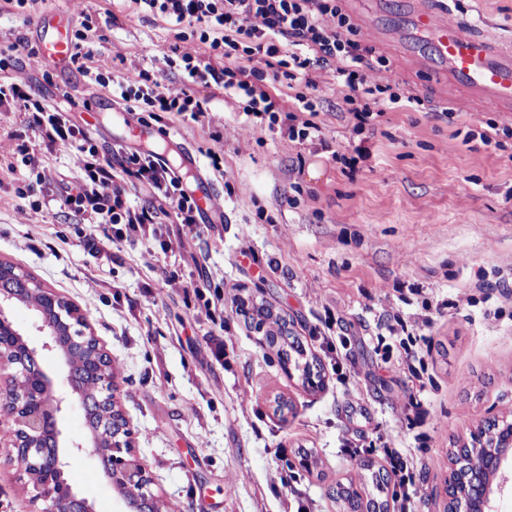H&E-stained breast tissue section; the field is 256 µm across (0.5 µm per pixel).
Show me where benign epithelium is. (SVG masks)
I'll return each mask as SVG.
<instances>
[{"instance_id": "1", "label": "benign epithelium", "mask_w": 512, "mask_h": 512, "mask_svg": "<svg viewBox=\"0 0 512 512\" xmlns=\"http://www.w3.org/2000/svg\"><path fill=\"white\" fill-rule=\"evenodd\" d=\"M36 288L38 284L31 277L0 269V354L5 348L14 351L22 363L21 372L12 376L6 388L0 387V418L15 425L11 441L13 460L26 471L42 467L35 500L50 501L54 512H93L88 499L74 491L64 478L66 441L60 418L65 408L77 404L95 428L90 430L88 444L73 442L71 447L77 452L88 448L107 462L109 476L113 483L121 485L123 498L132 512H152L146 469L123 457L130 452L129 427L119 401V386L106 373L111 356L100 346L89 352L98 340L82 331L86 321L79 309L54 293L43 291V305L34 314L35 329L43 337L39 347L30 343L26 331L11 319L9 309L25 302ZM46 351L58 356L59 372L46 368ZM83 353L90 354L92 371L103 383L102 395L94 401L82 396V374L75 372L71 364L72 356ZM487 426L497 427L508 444L493 443L481 449L464 442L452 451L453 469L445 481L444 493L448 503L463 505L466 512H497L490 476H501L502 492L512 473V422L492 418L478 428ZM103 435L110 439L105 447L101 444Z\"/></svg>"}]
</instances>
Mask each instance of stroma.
<instances>
[{
  "instance_id": "obj_1",
  "label": "stroma",
  "mask_w": 512,
  "mask_h": 512,
  "mask_svg": "<svg viewBox=\"0 0 512 512\" xmlns=\"http://www.w3.org/2000/svg\"><path fill=\"white\" fill-rule=\"evenodd\" d=\"M383 2L377 21L396 45L393 76L427 99L428 111L387 112L356 134L332 71L318 70L324 138L299 144L265 127L243 134L239 100L197 86L206 120L165 115L157 141L169 161L177 158L173 142L197 154L225 215L223 224L191 229L168 216L163 234L181 242L176 253H155L140 238L85 250L61 204L78 178L64 147L47 158L53 180L35 189L42 211L25 199L0 209V262L77 307L95 303L89 331L112 356L130 457L146 467L163 512H344L334 499L340 484L365 500L394 501L395 484L379 491L372 480L386 467L381 436L414 468L415 512H446L452 449L484 419H512V316H493L501 289L465 298L478 280L512 274V136L499 148L483 144L489 125L507 124L491 108L444 115L450 99L414 62L431 55L430 43L402 35L406 0ZM444 2L471 30L512 48V0ZM55 8L73 25L90 21L94 66L115 81L131 61L154 70L160 46L178 42L175 29L137 12L132 0L37 5L41 13ZM20 41L37 43L30 19L0 10V57H15L34 96L69 113L100 153L139 150L112 122L116 112L138 121L139 107L113 101L112 112L97 111L111 88L14 56ZM362 141L370 156L349 173L340 158ZM211 150L223 155L222 170L211 167ZM295 182L302 193L293 203ZM165 266L180 271L181 285L162 282ZM208 283L224 289L223 323L184 306V288ZM254 293L294 319L322 364L319 386L286 372L237 313L235 300ZM426 313L433 321L425 327L417 319ZM393 314L422 338L420 378L411 377L399 337L376 338ZM220 342L221 362L212 355ZM409 389L429 412L423 425L404 418ZM13 429L0 422V512H44L12 460ZM65 477L95 512H127L93 455L71 456Z\"/></svg>"
}]
</instances>
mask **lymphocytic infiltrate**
Instances as JSON below:
<instances>
[{
    "label": "lymphocytic infiltrate",
    "instance_id": "1",
    "mask_svg": "<svg viewBox=\"0 0 512 512\" xmlns=\"http://www.w3.org/2000/svg\"><path fill=\"white\" fill-rule=\"evenodd\" d=\"M141 12L177 29L189 30L207 44L208 56L183 52L180 60L163 54L154 71L130 65L117 83L116 93L126 102L142 104L149 114H190L200 122L207 116L197 85L213 86L226 95L244 97L243 130L278 127L292 141L323 136L312 71L331 68L343 103L359 124H367L374 109L399 112L418 105L414 94L394 89L393 80L377 82L368 75L371 64L359 52L358 29L338 0H134ZM283 81L301 84L293 108L281 111L269 91ZM23 106L26 124L42 140V151L16 140L12 152L29 173L17 189L21 199L32 197L34 184L47 182L51 172L47 153L59 147L71 150V162L80 178L63 203L79 216L77 233L85 248L100 250L119 244L126 234L158 243L162 252L173 249L159 230L163 209H171L185 226L198 222V207L183 186V178L153 154L129 153L119 160L99 154L83 129L65 113L51 111L34 98L22 78L0 83V120ZM146 191L148 200L130 205L131 191ZM109 224L111 234H98Z\"/></svg>",
    "mask_w": 512,
    "mask_h": 512
}]
</instances>
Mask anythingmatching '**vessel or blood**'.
Wrapping results in <instances>:
<instances>
[{"label":"vessel or blood","instance_id":"b4317fda","mask_svg":"<svg viewBox=\"0 0 512 512\" xmlns=\"http://www.w3.org/2000/svg\"><path fill=\"white\" fill-rule=\"evenodd\" d=\"M412 40L426 39L432 44L439 67L435 78L454 92L462 109L489 107L503 114L512 113V51L471 32L460 21L447 17L445 7L436 0H411ZM40 31L42 56L60 67H68L74 52L68 17L44 13L34 21ZM199 221L220 224L224 211L216 206L209 184L200 185L194 195Z\"/></svg>","mask_w":512,"mask_h":512}]
</instances>
